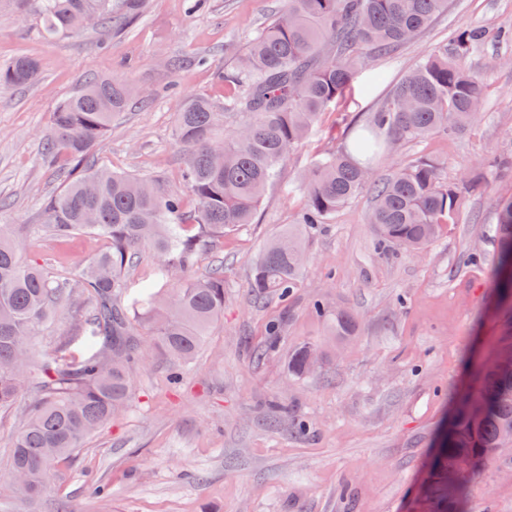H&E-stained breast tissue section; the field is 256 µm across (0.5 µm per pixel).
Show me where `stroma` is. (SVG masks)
Returning a JSON list of instances; mask_svg holds the SVG:
<instances>
[{
	"label": "stroma",
	"instance_id": "obj_1",
	"mask_svg": "<svg viewBox=\"0 0 512 512\" xmlns=\"http://www.w3.org/2000/svg\"><path fill=\"white\" fill-rule=\"evenodd\" d=\"M286 0H144L123 27L45 38L36 19L0 17V66L25 56L37 80L0 89V225L17 230L27 257L49 276H72L104 242L46 234L44 209L74 180L72 165L43 143L56 105L85 79L123 76L142 100L112 118L90 159L187 193L185 153L174 140L175 111L187 96L220 100L234 69ZM505 31L464 62L488 87L476 122L402 145L374 176L411 161L443 163L451 184L478 178L457 224L423 254L377 249L363 191L308 237V264L289 304L257 297L252 262L265 241L296 223L303 176L344 145L353 125L390 98L400 80L461 28ZM384 81L371 84V70ZM512 197V0H448L419 37L359 70L344 99L324 112L279 166L252 224L201 251L196 274L224 266V316L210 328L180 383L153 336L140 337L128 411L57 460L32 505L0 488V512H426L420 486L452 408L481 384L495 348L512 341V305L490 286L497 260L499 199ZM321 301L350 311L357 335L335 338L314 313ZM82 303L37 338L40 350H84L93 315ZM278 324L269 338L270 324ZM275 340L264 359L254 350ZM317 343L321 368L290 375L288 357ZM39 400L25 390L0 410V472L12 434ZM460 512H512V447L469 475Z\"/></svg>",
	"mask_w": 512,
	"mask_h": 512
}]
</instances>
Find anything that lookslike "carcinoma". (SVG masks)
I'll use <instances>...</instances> for the list:
<instances>
[{
  "mask_svg": "<svg viewBox=\"0 0 512 512\" xmlns=\"http://www.w3.org/2000/svg\"><path fill=\"white\" fill-rule=\"evenodd\" d=\"M142 0H0V14L20 21L34 16L49 38L83 30L85 18L110 27L134 17ZM448 8V0H288V10L255 38L235 70L222 75L229 87L224 102L206 96L181 101L175 136L187 151L184 179L194 199L163 190L158 181L87 168L45 207V227L58 239L90 234L105 247L75 278H51L23 256L11 229L0 227V408L12 407L35 385L40 400L14 435L10 467L0 485L28 501L45 491L53 463L71 455L98 429L121 415L132 395L138 327L147 328L172 362V381L191 361L209 328L224 316V267L192 276L197 257L214 238L252 223L277 165L301 145L320 115L350 90L367 60L395 52L419 36ZM482 33L464 29L451 49L428 54L395 88L383 109L352 132L340 150L307 173V202L300 222L275 235L258 255L251 287L256 295L289 296L306 264V228L323 224L354 195L369 189L378 245L419 253L438 239L463 204L457 186L442 177V163L419 159L381 181L374 166L396 146L473 122L485 89L460 60ZM38 63L18 57L0 68V88L33 83ZM132 89L121 78L99 77L62 100L53 112L47 153L80 164L125 111ZM242 123L224 135V119ZM158 257L159 280L179 276L176 287L149 285L129 294L127 274L137 254ZM497 267L492 287L512 298V199L498 206ZM95 305L85 330L86 350L78 356L39 354L41 325L65 316L77 297ZM334 336L357 331L348 311L334 313L315 303ZM320 352L310 343L288 357V372L307 373ZM476 395L485 416L479 421L456 410L446 448L433 476L441 501L448 469L463 459L494 454L512 433V372L490 366Z\"/></svg>",
  "mask_w": 512,
  "mask_h": 512,
  "instance_id": "carcinoma-1",
  "label": "carcinoma"
}]
</instances>
